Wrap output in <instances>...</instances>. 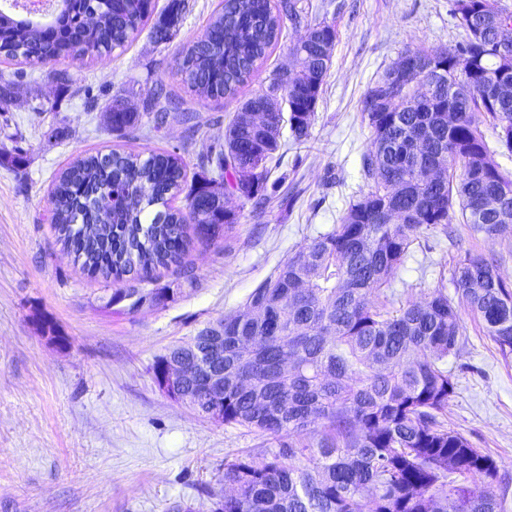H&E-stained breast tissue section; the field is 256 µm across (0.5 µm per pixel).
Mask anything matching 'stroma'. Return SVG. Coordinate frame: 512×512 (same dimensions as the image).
<instances>
[{
  "mask_svg": "<svg viewBox=\"0 0 512 512\" xmlns=\"http://www.w3.org/2000/svg\"><path fill=\"white\" fill-rule=\"evenodd\" d=\"M219 2L188 0L167 43H155L145 28L124 50L57 62L71 77L65 88L49 80L52 66L0 59V89L10 99L0 111V512H211L225 459L263 441L166 395L156 359L239 311L289 253L338 224L364 185L365 93L404 50L461 38L453 0H301L303 23H284L237 98L216 101L197 97L174 61L202 36ZM323 20L337 31L332 64L309 137L283 135L268 164L276 193L259 208L231 198L238 224L216 241L192 240L184 257L191 275L173 266L145 282L161 293L159 303L132 306L123 282L83 272L48 220L56 175L89 153L179 146L194 183L213 137L291 63L307 25ZM161 83L199 113L201 128L113 133V100L140 108ZM468 251L500 256L501 272L512 278V236L488 239L457 224L451 235L420 237L394 286L418 299ZM464 324L463 350L448 360L456 384L448 425L512 473V359L472 317Z\"/></svg>",
  "mask_w": 512,
  "mask_h": 512,
  "instance_id": "stroma-1",
  "label": "stroma"
}]
</instances>
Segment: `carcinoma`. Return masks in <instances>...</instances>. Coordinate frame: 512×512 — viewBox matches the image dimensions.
I'll return each mask as SVG.
<instances>
[{
	"instance_id": "obj_1",
	"label": "carcinoma",
	"mask_w": 512,
	"mask_h": 512,
	"mask_svg": "<svg viewBox=\"0 0 512 512\" xmlns=\"http://www.w3.org/2000/svg\"><path fill=\"white\" fill-rule=\"evenodd\" d=\"M299 0H222L206 31L177 54L175 65L199 96H236L278 42L284 21L299 23ZM150 0H67L54 30L0 11V42L10 60L36 54L55 62L124 48L145 25ZM186 9L169 0L151 28L170 40ZM464 31L452 46L429 54L443 74L422 76L429 93L399 92L376 112L370 88L361 100L369 129L362 156L365 185L346 205L340 224L288 256L255 288L243 311L198 329L196 350L173 345L171 355L197 359L207 337L224 328L222 423L264 438L262 457L250 452L224 461V486L212 492L213 512H503L507 489L498 462L448 426L455 382L447 360L459 353L464 326L444 283L417 301L394 298L392 278L425 231L448 233L460 219L487 238L512 233V173L499 155H512V96L495 105L485 88L497 81L494 35L484 18L512 27L497 0H454ZM334 25H308L291 49L296 76L283 100L289 115L268 112L263 124L244 120L262 98L245 100L213 139L201 174L182 206L185 179L179 148L87 154L56 178L51 223L57 240L83 271L105 281L128 279V296L150 297L139 284L179 263L190 231L216 240L238 223L217 198L218 182L263 205L267 162L283 126L309 136L322 85L332 63ZM112 131L159 133L176 122L195 133L199 115L156 87L129 112L112 104ZM487 122L496 147L486 139ZM441 167L445 176L428 172ZM401 214L392 222L388 211ZM455 292L504 359L512 357V280L498 260L465 253L451 273ZM293 358L284 374L281 357Z\"/></svg>"
}]
</instances>
